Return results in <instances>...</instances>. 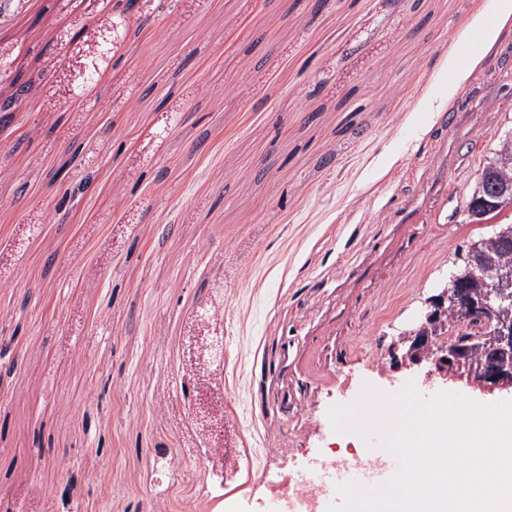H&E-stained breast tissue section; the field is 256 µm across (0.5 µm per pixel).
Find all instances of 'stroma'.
Listing matches in <instances>:
<instances>
[{
  "label": "stroma",
  "instance_id": "obj_1",
  "mask_svg": "<svg viewBox=\"0 0 512 512\" xmlns=\"http://www.w3.org/2000/svg\"><path fill=\"white\" fill-rule=\"evenodd\" d=\"M498 2L13 8L0 61L42 80L0 140V505L258 512L354 459L329 408L408 382L392 339L493 231L463 210L512 131V11L455 92L448 53Z\"/></svg>",
  "mask_w": 512,
  "mask_h": 512
}]
</instances>
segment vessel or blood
<instances>
[{
	"instance_id": "obj_1",
	"label": "vessel or blood",
	"mask_w": 512,
	"mask_h": 512,
	"mask_svg": "<svg viewBox=\"0 0 512 512\" xmlns=\"http://www.w3.org/2000/svg\"><path fill=\"white\" fill-rule=\"evenodd\" d=\"M361 462L345 466H329L314 460L299 474L304 490L315 495V512H327L329 505L339 503L337 484L357 481L377 485L389 479L397 468L395 457L379 446H365L360 451Z\"/></svg>"
}]
</instances>
